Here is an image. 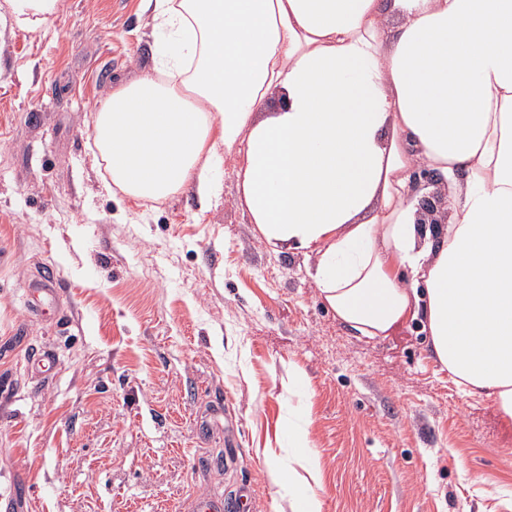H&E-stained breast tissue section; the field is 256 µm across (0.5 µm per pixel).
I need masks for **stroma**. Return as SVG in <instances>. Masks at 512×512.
Returning <instances> with one entry per match:
<instances>
[{
    "instance_id": "stroma-1",
    "label": "stroma",
    "mask_w": 512,
    "mask_h": 512,
    "mask_svg": "<svg viewBox=\"0 0 512 512\" xmlns=\"http://www.w3.org/2000/svg\"><path fill=\"white\" fill-rule=\"evenodd\" d=\"M36 32L0 0V512H292L268 478L304 407L323 512H512V424L464 395L417 321L356 336L300 251L269 250L225 159L209 208L108 189L98 102L150 66L142 0H62ZM55 319L26 309L43 265ZM53 351L48 374L32 351ZM306 384L291 393L288 375ZM247 503L243 498L234 499L233 501L224 502V499L216 500L212 498H196L188 502L185 511L187 512H244Z\"/></svg>"
}]
</instances>
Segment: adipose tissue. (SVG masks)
Listing matches in <instances>:
<instances>
[{"label":"adipose tissue","instance_id":"obj_1","mask_svg":"<svg viewBox=\"0 0 512 512\" xmlns=\"http://www.w3.org/2000/svg\"><path fill=\"white\" fill-rule=\"evenodd\" d=\"M152 67L97 108L114 188L156 203L237 196L270 249L313 257L324 304L354 332L422 323L435 360L512 422V0H146ZM61 0H14L36 31ZM448 219L420 223L417 167ZM269 479L322 512L306 412Z\"/></svg>","mask_w":512,"mask_h":512}]
</instances>
